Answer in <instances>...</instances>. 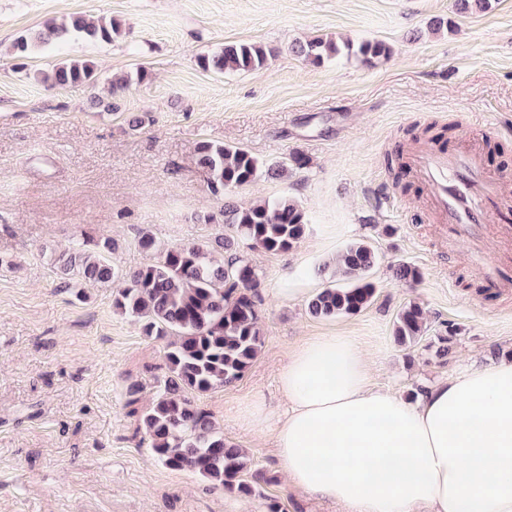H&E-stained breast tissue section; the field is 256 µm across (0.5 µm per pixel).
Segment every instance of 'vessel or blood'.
<instances>
[{
    "label": "vessel or blood",
    "mask_w": 512,
    "mask_h": 512,
    "mask_svg": "<svg viewBox=\"0 0 512 512\" xmlns=\"http://www.w3.org/2000/svg\"><path fill=\"white\" fill-rule=\"evenodd\" d=\"M413 163L432 209L445 224L449 245H467L484 269L489 288L512 286V225L492 223V213L512 209L499 179L481 160L477 143L448 151L422 148ZM496 239L497 256L485 255V240Z\"/></svg>",
    "instance_id": "1"
}]
</instances>
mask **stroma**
Listing matches in <instances>:
<instances>
[{
	"mask_svg": "<svg viewBox=\"0 0 512 512\" xmlns=\"http://www.w3.org/2000/svg\"><path fill=\"white\" fill-rule=\"evenodd\" d=\"M72 15L117 19L125 34L14 57L19 35ZM439 16L453 19L451 30H429ZM316 35L379 40L393 53L371 66L344 55L315 66L291 46ZM234 40L273 54L249 72L198 66V55ZM71 59L93 61L97 81L44 84V73ZM123 76L128 87L110 94L109 78ZM144 112L150 125L130 129L128 116ZM433 122L454 124V148L483 127V164L512 198V0L461 16L453 0H0V512H268L273 500L283 512H339L287 483L273 424L247 431L237 420L254 393L276 399L293 345L353 337L376 360L373 384L406 399L470 360H489L491 348L512 355V289L486 297L482 268L467 248L449 249L416 174L409 191L393 182L388 156L408 152L409 130ZM203 140L270 164L298 152L308 164L223 199L196 164ZM284 194L309 229L291 251L250 255L262 281L261 353L239 382L195 398L269 479L261 494L239 497L153 455L139 423L166 376L168 341L142 336L115 312L113 285H65L54 257L86 237L109 238L113 265L132 271L151 260L138 246L142 232L165 246L201 242L217 228L200 215L225 200ZM359 239L378 255L367 308L317 319L306 299L279 296L293 271L325 287L323 263ZM401 262L420 269L415 287L393 279ZM412 301L428 330L405 348L392 327ZM449 324L458 335L440 358Z\"/></svg>",
	"mask_w": 512,
	"mask_h": 512,
	"instance_id": "1",
	"label": "stroma"
}]
</instances>
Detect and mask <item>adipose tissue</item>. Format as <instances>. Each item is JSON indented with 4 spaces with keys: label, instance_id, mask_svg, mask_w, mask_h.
<instances>
[{
    "label": "adipose tissue",
    "instance_id": "adipose-tissue-1",
    "mask_svg": "<svg viewBox=\"0 0 512 512\" xmlns=\"http://www.w3.org/2000/svg\"><path fill=\"white\" fill-rule=\"evenodd\" d=\"M275 413L255 394L247 429L274 422L292 487L341 512H512V358L469 365L405 399L374 386L349 336L294 347Z\"/></svg>",
    "mask_w": 512,
    "mask_h": 512
}]
</instances>
